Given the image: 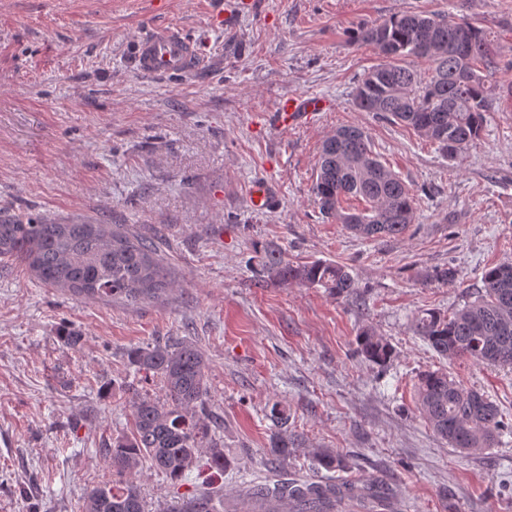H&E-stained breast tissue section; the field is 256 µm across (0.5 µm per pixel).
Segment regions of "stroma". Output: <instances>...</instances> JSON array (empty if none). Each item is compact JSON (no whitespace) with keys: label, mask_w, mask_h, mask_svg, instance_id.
<instances>
[{"label":"stroma","mask_w":512,"mask_h":512,"mask_svg":"<svg viewBox=\"0 0 512 512\" xmlns=\"http://www.w3.org/2000/svg\"><path fill=\"white\" fill-rule=\"evenodd\" d=\"M406 13L467 20L497 48L483 133L457 160L354 106L382 57L353 31ZM170 26L200 43L202 65L141 75L135 36ZM290 94L328 108L279 129L273 112ZM344 125L364 128L414 195L403 234L365 239L321 214V142ZM258 181L272 191L263 211L249 202ZM17 216L163 236L175 286L149 304L84 299L0 259V512H81L111 480L102 449L129 434L139 398L165 397L127 360L155 342L204 352L225 465L177 482L143 466L148 512L206 481L248 512L243 487L274 462L277 401L294 441L278 464L292 477L378 479V512H512V435L460 454L415 401L419 375L443 368L511 427L512 367L445 360L412 329L419 312L462 308L485 269L512 263V0H0V220ZM265 244L294 264L347 266L355 295L262 278L254 249ZM446 267L454 281H432ZM64 324L79 345L59 340ZM366 325L392 347L390 364L358 354ZM319 448L347 470L322 467Z\"/></svg>","instance_id":"1"}]
</instances>
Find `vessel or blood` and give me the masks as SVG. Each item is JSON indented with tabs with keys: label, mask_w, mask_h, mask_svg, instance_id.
Returning <instances> with one entry per match:
<instances>
[{
	"label": "vessel or blood",
	"mask_w": 512,
	"mask_h": 512,
	"mask_svg": "<svg viewBox=\"0 0 512 512\" xmlns=\"http://www.w3.org/2000/svg\"><path fill=\"white\" fill-rule=\"evenodd\" d=\"M133 51L144 74L180 75L189 71L201 55L199 45L179 28H165L137 37ZM326 107V101L317 97H284L277 106L276 124L282 128L293 127Z\"/></svg>",
	"instance_id": "1"
}]
</instances>
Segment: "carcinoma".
<instances>
[{"instance_id": "cac0c4a2", "label": "carcinoma", "mask_w": 512, "mask_h": 512, "mask_svg": "<svg viewBox=\"0 0 512 512\" xmlns=\"http://www.w3.org/2000/svg\"><path fill=\"white\" fill-rule=\"evenodd\" d=\"M355 38L384 56L358 83L359 111L412 128L452 161L479 140L491 106L485 74L496 68L494 44L483 29L441 14L413 13L363 25ZM464 71L472 79L461 80ZM313 192L326 217L365 239L400 235L415 218L413 194L357 126L340 127L323 141ZM161 245L159 236L118 224L0 222V258L24 263L42 283L88 299L137 305L161 298L172 285ZM255 260L269 279L323 288L338 298L354 295L355 280L342 264L294 265L274 245L255 250ZM413 330L449 360L512 366V264L487 268L475 300L450 315L428 310L415 317ZM357 345L370 362L393 358L391 346L370 326L359 331ZM127 359L136 371L160 378L167 400L143 397L135 403L131 434L102 449L113 479L87 491L82 512H146L135 483L146 461L172 481L201 462L224 471V448L210 435L202 350L188 342L177 347L157 342L131 348ZM416 405L438 437L466 454L493 447L501 431L498 408L443 370L420 376ZM270 419L277 427L270 448L285 458L292 447L288 410L277 401ZM316 457L327 469L347 468L337 452L318 450ZM357 492L355 485H301L284 477L249 488L247 497L257 505L254 512H282L290 500L301 512H333L339 499ZM223 509L224 494L206 487L163 512Z\"/></svg>"}]
</instances>
